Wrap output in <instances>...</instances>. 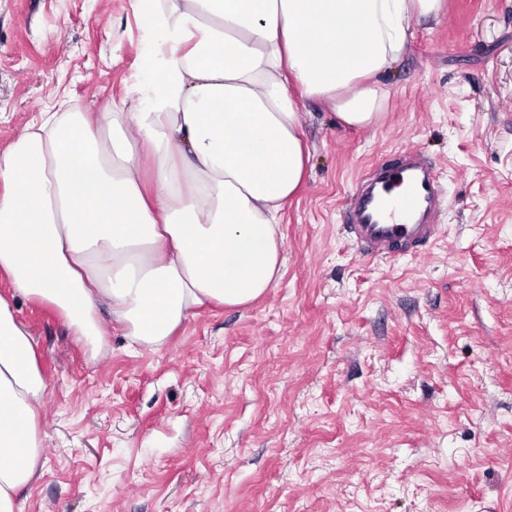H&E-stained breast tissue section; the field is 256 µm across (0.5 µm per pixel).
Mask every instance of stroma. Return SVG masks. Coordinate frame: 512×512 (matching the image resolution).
<instances>
[{
  "mask_svg": "<svg viewBox=\"0 0 512 512\" xmlns=\"http://www.w3.org/2000/svg\"><path fill=\"white\" fill-rule=\"evenodd\" d=\"M136 0H0V152L61 101L135 89ZM371 126L302 101L311 159L282 219L285 268L161 350L113 331L91 356L17 299L50 382L23 512H498L512 506V0H448L414 25ZM414 151L444 206L425 246L366 255L345 204Z\"/></svg>",
  "mask_w": 512,
  "mask_h": 512,
  "instance_id": "stroma-1",
  "label": "stroma"
}]
</instances>
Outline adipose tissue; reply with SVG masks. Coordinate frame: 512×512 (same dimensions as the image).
Segmentation results:
<instances>
[{
	"label": "adipose tissue",
	"mask_w": 512,
	"mask_h": 512,
	"mask_svg": "<svg viewBox=\"0 0 512 512\" xmlns=\"http://www.w3.org/2000/svg\"><path fill=\"white\" fill-rule=\"evenodd\" d=\"M154 50L126 110L46 112L0 153V512L41 467L49 381L15 301L92 351L111 328L162 347L210 303L283 275L282 214L310 153L301 99L375 123L413 23L446 0H138ZM297 91H290V84Z\"/></svg>",
	"instance_id": "obj_1"
}]
</instances>
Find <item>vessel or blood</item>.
Wrapping results in <instances>:
<instances>
[{
    "mask_svg": "<svg viewBox=\"0 0 512 512\" xmlns=\"http://www.w3.org/2000/svg\"><path fill=\"white\" fill-rule=\"evenodd\" d=\"M399 187L403 195L393 197ZM443 196L438 173L417 155L375 164L347 198L350 230L372 256L415 247L435 236Z\"/></svg>",
    "mask_w": 512,
    "mask_h": 512,
    "instance_id": "obj_1",
    "label": "vessel or blood"
}]
</instances>
